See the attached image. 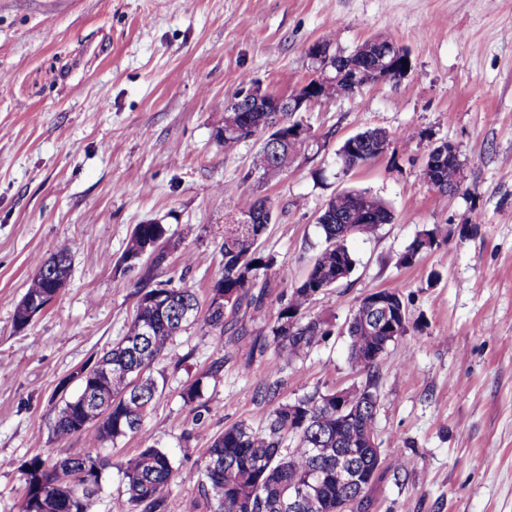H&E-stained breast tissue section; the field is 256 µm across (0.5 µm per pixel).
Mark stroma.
<instances>
[{"label": "stroma", "mask_w": 512, "mask_h": 512, "mask_svg": "<svg viewBox=\"0 0 512 512\" xmlns=\"http://www.w3.org/2000/svg\"><path fill=\"white\" fill-rule=\"evenodd\" d=\"M380 35L409 50L410 72L315 104L314 145L280 181L250 176L254 141L224 153L215 132L241 75L287 95L315 75L313 44L347 55ZM374 128L415 136L340 172L342 142ZM443 141L461 151L453 193L422 174ZM344 189L381 198L392 223L350 238L353 273L309 304L331 336L292 362L259 351L323 244V205ZM252 193L274 206L263 307L238 310L243 334L198 321L176 336L151 369L161 391L142 430L103 447L113 465L87 512H113L117 462L147 445L172 459L180 512H209L197 469L210 440L263 425L271 406L256 388L271 367L283 402L364 386L342 329L363 297L392 288L408 332L377 367L383 477L369 512H512V0H0V512H19L22 463L88 450L56 440L52 423L78 392L74 372L135 313V278L119 268L135 225L168 226L170 274L204 306L224 217ZM431 228L439 245L403 263ZM62 244L65 287L17 329L16 304ZM198 378L201 402L185 404Z\"/></svg>", "instance_id": "stroma-1"}]
</instances>
